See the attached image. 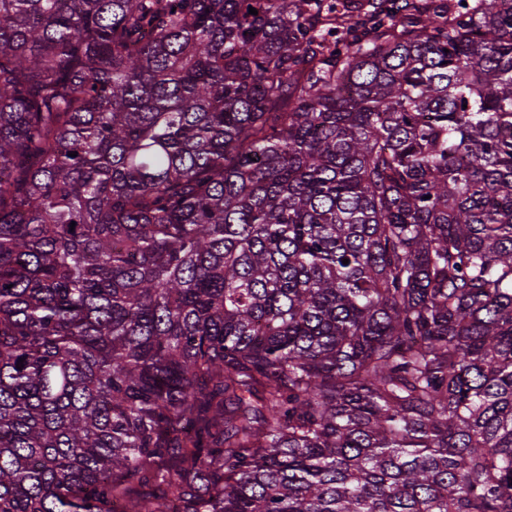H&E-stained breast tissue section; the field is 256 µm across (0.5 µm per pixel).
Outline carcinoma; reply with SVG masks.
I'll use <instances>...</instances> for the list:
<instances>
[{"label":"carcinoma","instance_id":"obj_1","mask_svg":"<svg viewBox=\"0 0 512 512\" xmlns=\"http://www.w3.org/2000/svg\"><path fill=\"white\" fill-rule=\"evenodd\" d=\"M0 512H512V0H0Z\"/></svg>","mask_w":512,"mask_h":512}]
</instances>
